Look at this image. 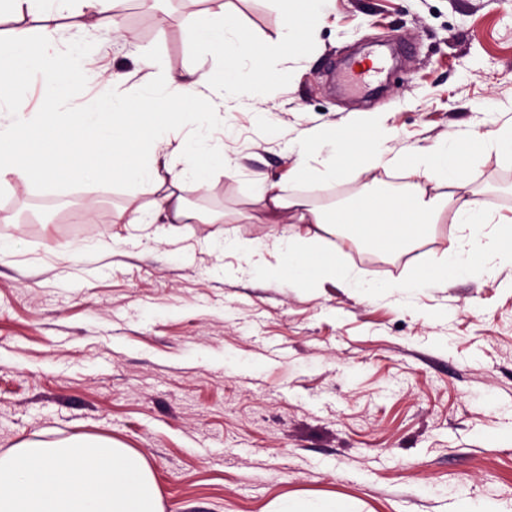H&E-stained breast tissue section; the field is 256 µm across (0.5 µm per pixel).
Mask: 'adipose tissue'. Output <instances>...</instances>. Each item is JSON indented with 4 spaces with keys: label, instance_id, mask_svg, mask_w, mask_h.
Segmentation results:
<instances>
[{
    "label": "adipose tissue",
    "instance_id": "1",
    "mask_svg": "<svg viewBox=\"0 0 512 512\" xmlns=\"http://www.w3.org/2000/svg\"><path fill=\"white\" fill-rule=\"evenodd\" d=\"M281 23L275 37L247 39L231 11L230 0H204L205 8L185 23V32L210 69L188 66L157 70L150 52L140 61L153 69L147 88L128 85V75L112 68L86 71L73 63L62 36H89L102 18L112 20L114 38L126 36L121 21L125 0H0V182L15 176L25 185L66 186L80 183H133L158 195L151 205L130 192L125 211L132 224H217L225 212L189 207L181 190L193 184L207 190L212 170H236L224 152L230 102L256 95L258 71L274 69L279 51L295 44L313 23L325 18L333 0H275ZM40 25L38 35L22 26ZM50 91L45 110L26 107L31 82ZM112 92V108L80 104L87 84ZM391 130L370 123L346 132L331 128L307 132L297 145L293 177H360L378 168L402 167L418 180L405 193L384 197L364 189L348 207L322 209L286 196L259 180L256 200L267 223L289 218L318 229H349L353 240L389 252L407 251L451 217L461 235L443 263L407 283L408 291L436 288L448 279L476 270L495 277L512 265V224L496 222L491 211L466 190L464 170L476 155L494 152L512 158V123L473 130L406 154L388 155ZM253 276L270 273L268 256L288 257L278 275L314 286L339 283L365 294L374 286L356 279L335 248L321 245L317 233L235 246Z\"/></svg>",
    "mask_w": 512,
    "mask_h": 512
}]
</instances>
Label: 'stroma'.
I'll return each instance as SVG.
<instances>
[{"label":"stroma","instance_id":"obj_1","mask_svg":"<svg viewBox=\"0 0 512 512\" xmlns=\"http://www.w3.org/2000/svg\"><path fill=\"white\" fill-rule=\"evenodd\" d=\"M246 35L274 34L272 0H233ZM285 52L289 81L261 76L233 112L224 151L241 172L185 186L222 224H130V186H0V454L23 440L99 436L139 453L163 512H265L276 497L337 494L354 512H512V266L415 294L385 291L435 267L457 235L405 256L331 235L366 295L241 273L228 240L305 232L266 224L254 177L316 205L363 181H292L293 140L313 127L375 118L390 151L512 122V0H335ZM131 43L110 19L69 42L76 62L114 66L147 85L194 60L183 0L166 23L133 0ZM403 43L408 54L360 93L345 68ZM467 189L512 217V160L483 156Z\"/></svg>","mask_w":512,"mask_h":512}]
</instances>
